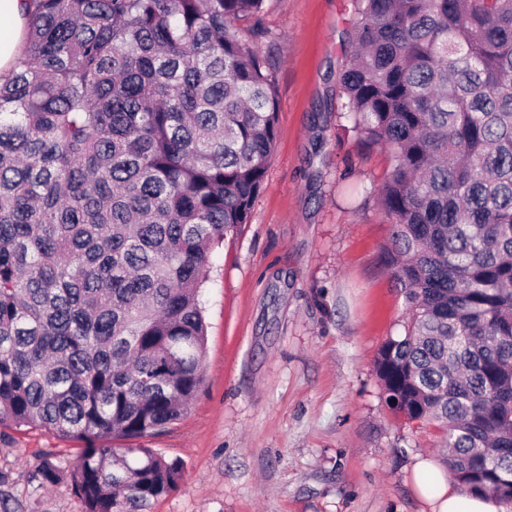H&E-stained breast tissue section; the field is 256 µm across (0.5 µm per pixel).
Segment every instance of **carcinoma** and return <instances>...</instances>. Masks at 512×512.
<instances>
[{"instance_id": "1", "label": "carcinoma", "mask_w": 512, "mask_h": 512, "mask_svg": "<svg viewBox=\"0 0 512 512\" xmlns=\"http://www.w3.org/2000/svg\"><path fill=\"white\" fill-rule=\"evenodd\" d=\"M265 0H24L0 74V425L82 444V512H146L184 465L152 436L202 381L216 246L277 133ZM341 112L388 149L408 310L385 402L442 430L464 495L512 500V0H354Z\"/></svg>"}]
</instances>
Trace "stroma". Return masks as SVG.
<instances>
[{"label": "stroma", "instance_id": "1", "mask_svg": "<svg viewBox=\"0 0 512 512\" xmlns=\"http://www.w3.org/2000/svg\"><path fill=\"white\" fill-rule=\"evenodd\" d=\"M352 0H266L260 42L276 84L277 137L248 224L212 255L201 292L202 382L187 412L142 445L184 464L150 512H432L414 466L435 425L385 403L375 359L404 333L403 294L375 195L391 154L345 127L336 86ZM78 442L0 426V512H81Z\"/></svg>", "mask_w": 512, "mask_h": 512}]
</instances>
